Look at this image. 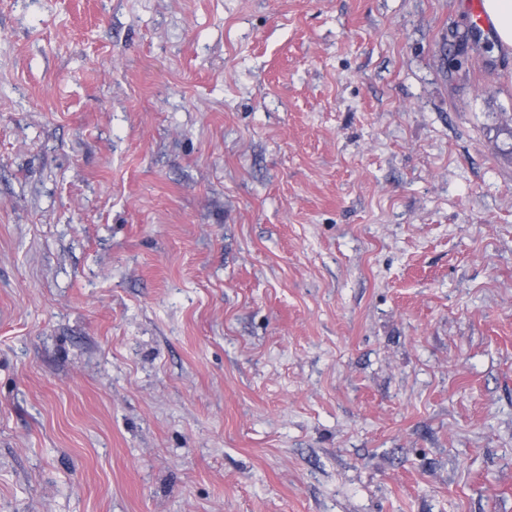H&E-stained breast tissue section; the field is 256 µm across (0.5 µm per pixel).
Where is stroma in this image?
<instances>
[{
  "label": "stroma",
  "instance_id": "obj_1",
  "mask_svg": "<svg viewBox=\"0 0 512 512\" xmlns=\"http://www.w3.org/2000/svg\"><path fill=\"white\" fill-rule=\"evenodd\" d=\"M462 3L0 0V512H512Z\"/></svg>",
  "mask_w": 512,
  "mask_h": 512
}]
</instances>
